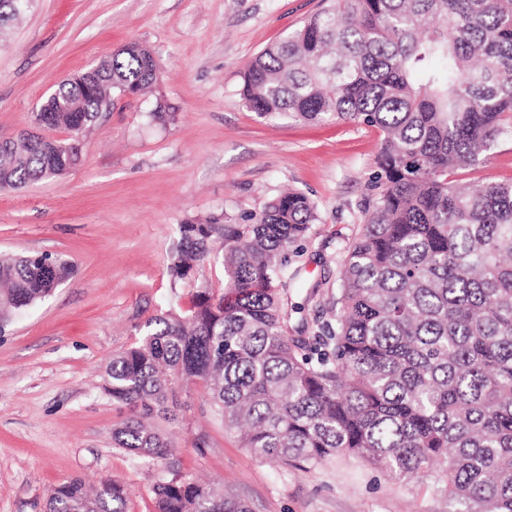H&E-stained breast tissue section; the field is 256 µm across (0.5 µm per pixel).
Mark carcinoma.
I'll return each mask as SVG.
<instances>
[{"label":"carcinoma","instance_id":"obj_1","mask_svg":"<svg viewBox=\"0 0 512 512\" xmlns=\"http://www.w3.org/2000/svg\"><path fill=\"white\" fill-rule=\"evenodd\" d=\"M100 95L80 72L32 113L73 131L70 151L23 134L0 144V192L68 174L112 90L153 86L139 44L100 63ZM240 96L263 121H352L381 132L372 194L336 280V314L290 336L285 305L299 270L288 251L317 223L282 191L234 224H182L173 282L193 280L224 245V284L146 324L112 357L106 391L129 407L115 443L162 458L154 421L180 424L173 380L198 383L241 447L301 470L337 456L432 480L451 512H512V181L455 176L512 135V0H334L247 65ZM73 272L49 253L0 257V322ZM157 512H251L176 471L154 485ZM107 480L70 478L47 512H124Z\"/></svg>","mask_w":512,"mask_h":512}]
</instances>
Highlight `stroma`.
<instances>
[{
  "label": "stroma",
  "mask_w": 512,
  "mask_h": 512,
  "mask_svg": "<svg viewBox=\"0 0 512 512\" xmlns=\"http://www.w3.org/2000/svg\"><path fill=\"white\" fill-rule=\"evenodd\" d=\"M324 7L323 0H33L0 36V140L33 131L50 83L135 42L159 78L113 93L83 139L74 171L0 194V254L52 253L74 265L46 298L0 332V512H46L49 492L81 477L127 488L125 512H155L169 466L246 501L253 512H448L433 483L390 476L352 457L304 472L241 448L201 386L175 382L184 422L159 423L165 460L118 447L127 415L104 390L114 355L148 319L191 305L195 283L168 265L187 222H240L281 190L315 204L318 221L290 260L288 329L329 318L344 249L357 236L380 148L377 130L345 121L256 118L240 96L248 62ZM165 105L166 121L153 118ZM512 179V136L464 184Z\"/></svg>",
  "instance_id": "stroma-1"
}]
</instances>
